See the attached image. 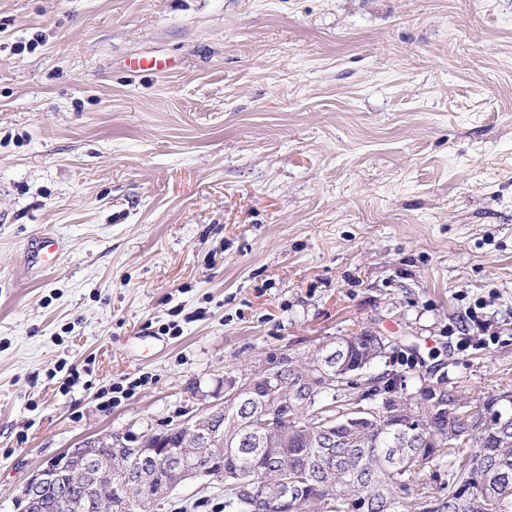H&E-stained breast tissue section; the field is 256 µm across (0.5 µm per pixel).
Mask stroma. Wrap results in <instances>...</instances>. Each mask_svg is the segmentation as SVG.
<instances>
[{
  "instance_id": "obj_1",
  "label": "stroma",
  "mask_w": 512,
  "mask_h": 512,
  "mask_svg": "<svg viewBox=\"0 0 512 512\" xmlns=\"http://www.w3.org/2000/svg\"><path fill=\"white\" fill-rule=\"evenodd\" d=\"M360 328L512 383V0H0V512Z\"/></svg>"
}]
</instances>
